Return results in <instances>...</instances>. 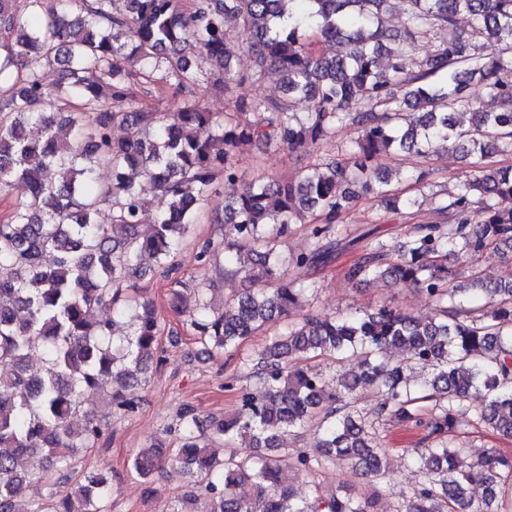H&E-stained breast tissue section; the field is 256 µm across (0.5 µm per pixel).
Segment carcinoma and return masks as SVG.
<instances>
[{"mask_svg":"<svg viewBox=\"0 0 512 512\" xmlns=\"http://www.w3.org/2000/svg\"><path fill=\"white\" fill-rule=\"evenodd\" d=\"M113 2L59 0L44 21L41 0H0V193L15 198L0 222V512H108L112 486L78 477L72 466L76 449L93 448L101 435L81 397L97 390L109 412L136 410L128 388L147 384L162 361L161 325L154 304L132 292L146 276L175 270L170 260L208 196L237 188L216 218L233 240L207 241L199 258L227 250L224 272L244 275L248 286L220 311L207 289H192L190 325L228 350L301 306L310 288L288 278V267L332 264L346 239L341 217L356 202L373 195L384 212L401 215L435 185L437 171L419 167L420 195L404 196L379 177L377 156L440 150L459 154L466 170L434 220L415 225L396 253L366 243L344 273L349 283L416 288L434 315L383 305L288 323L246 363L247 374L228 381L238 384L233 415L204 424L195 409L182 410L173 461L197 475L187 512L202 497V512H374L375 501L316 483L299 502L292 479L338 460L384 480L376 425H388L422 433L412 455L421 480L396 512H499L512 456L490 448L473 461L452 436L467 426L512 439V281L479 265L490 249L512 252V166L492 161L512 155V0H403L406 22L393 33L382 21L386 0H122L119 10ZM315 35L343 44L344 54H318L308 43ZM235 39L250 55L247 72L233 69ZM424 40L434 51L405 66ZM30 55L56 66L60 81L49 85L29 71ZM132 56L142 70L126 68ZM269 72L309 111H293L286 99L240 97L236 111L220 116L195 100L202 85L227 94ZM161 82L184 93L178 111L157 99ZM486 98L497 109H484ZM116 125L127 127L126 138L112 137ZM340 126L356 131L343 158L304 162ZM254 143L288 149L300 170L239 185L234 158ZM102 166L112 170L104 187L95 181ZM143 181L169 200L166 210L149 213ZM105 207L109 224L99 221ZM475 212L482 223H472ZM294 224L305 225L313 248L284 256L278 243ZM450 255L463 266L456 276ZM186 290L173 281L177 311ZM481 299L490 310L473 305ZM123 301L138 312L120 333ZM95 309L114 319L91 320ZM393 349L431 369L428 380L391 364ZM37 350L46 367L32 375L27 363ZM318 357L336 364L334 378L310 364ZM479 391L481 405L467 406ZM367 392L382 396L373 422L357 407ZM312 422L322 456L283 446L285 433ZM216 442L229 453L217 457ZM245 442L267 454L238 456ZM34 455L57 468L68 491L27 511L19 501ZM160 458V447L143 448L132 466L147 478ZM244 479L253 481L250 498L237 493ZM477 484L479 504L469 495Z\"/></svg>","mask_w":512,"mask_h":512,"instance_id":"carcinoma-1","label":"carcinoma"}]
</instances>
